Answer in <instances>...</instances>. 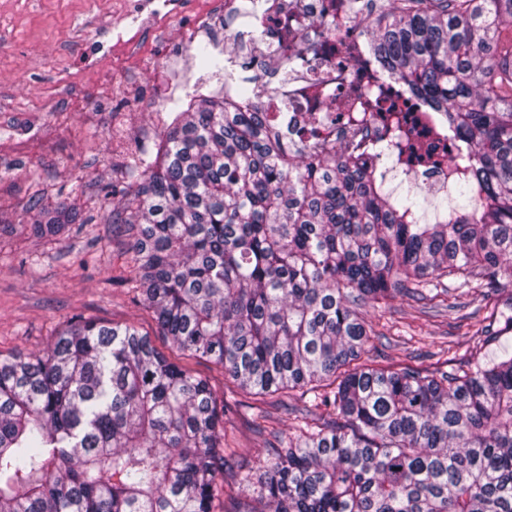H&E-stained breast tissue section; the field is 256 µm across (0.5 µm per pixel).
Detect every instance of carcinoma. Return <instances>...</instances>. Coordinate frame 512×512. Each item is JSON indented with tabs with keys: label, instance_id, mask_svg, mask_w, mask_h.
Returning a JSON list of instances; mask_svg holds the SVG:
<instances>
[{
	"label": "carcinoma",
	"instance_id": "cac0c4a2",
	"mask_svg": "<svg viewBox=\"0 0 512 512\" xmlns=\"http://www.w3.org/2000/svg\"><path fill=\"white\" fill-rule=\"evenodd\" d=\"M371 52L442 114L464 205L418 221L366 161L304 152L260 89L203 47L224 86L176 112L119 221L131 288L180 352L256 396L326 416L264 449L234 512H512V344L462 373L382 366L360 306L448 289L512 292V0H383ZM26 214L40 237L87 224ZM224 412L133 325L75 318L50 349L0 357V512H213Z\"/></svg>",
	"mask_w": 512,
	"mask_h": 512
}]
</instances>
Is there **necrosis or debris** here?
Returning <instances> with one entry per match:
<instances>
[{
  "instance_id": "necrosis-or-debris-1",
  "label": "necrosis or debris",
  "mask_w": 512,
  "mask_h": 512,
  "mask_svg": "<svg viewBox=\"0 0 512 512\" xmlns=\"http://www.w3.org/2000/svg\"><path fill=\"white\" fill-rule=\"evenodd\" d=\"M263 39H244L240 54L279 74L262 109L288 130L292 147L336 145L372 159L393 143L394 126L378 120L407 103L440 138L436 118L369 51L354 0H281Z\"/></svg>"
}]
</instances>
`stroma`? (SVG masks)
I'll return each mask as SVG.
<instances>
[{
	"instance_id": "1",
	"label": "stroma",
	"mask_w": 512,
	"mask_h": 512,
	"mask_svg": "<svg viewBox=\"0 0 512 512\" xmlns=\"http://www.w3.org/2000/svg\"><path fill=\"white\" fill-rule=\"evenodd\" d=\"M235 11L236 0H0V355L41 352L77 317L135 325L229 405L224 441L237 465L226 485L265 460L269 437L252 430L253 416L288 434L301 395H248L161 336L126 282L130 238L112 215L136 190L126 169L153 151L171 113L223 84L195 50L224 51ZM34 197L48 211L76 209L85 225L35 236L25 219ZM363 312L384 334L371 351L380 365L462 369L476 351L447 303L426 309L400 296Z\"/></svg>"
}]
</instances>
